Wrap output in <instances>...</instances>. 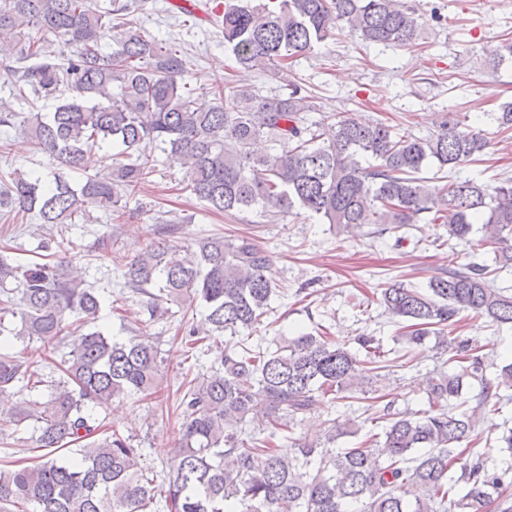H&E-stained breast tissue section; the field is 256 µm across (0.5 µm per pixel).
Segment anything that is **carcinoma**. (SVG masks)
<instances>
[{"label": "carcinoma", "mask_w": 512, "mask_h": 512, "mask_svg": "<svg viewBox=\"0 0 512 512\" xmlns=\"http://www.w3.org/2000/svg\"><path fill=\"white\" fill-rule=\"evenodd\" d=\"M149 0H0V45L17 48L4 66L16 98L56 101L34 109L24 131L54 161L83 175L76 184L57 174L0 175V209L33 213L42 224L63 226L92 207L121 211L122 198L140 191L155 172V151L177 164L187 187L206 209L262 217L305 210L341 231L357 224L401 228L421 215L448 228V238L470 242L472 226H485L477 246L492 264L470 262L432 278L421 291L402 283L381 289L378 304L404 323L406 347L435 339L448 351V328L463 314L512 326V293L491 276L512 269V178L489 187L459 179V168L485 153L482 130L444 115L433 132L399 133L383 121L342 115L311 119L314 96L291 79L280 91L224 85L212 105L198 104L186 75L190 53L147 37L128 20ZM233 70L273 67L283 74L346 30L367 47H414L421 18L407 0H224L217 16ZM52 34L69 53L49 49ZM512 59V40L487 65ZM75 91L76 97L66 96ZM498 131H512V101L489 114ZM112 147V168L94 171L95 150ZM371 159L364 165L362 161ZM448 169V183L431 187L422 167ZM125 287L148 297L150 316L173 315L167 305L201 301L210 333L237 336L261 321L278 295L269 253L249 236L202 237L185 260L151 244L123 273ZM100 300L78 268L23 264L0 250V333L4 317L18 319L14 335L54 353L76 322L97 319ZM353 351L324 333L282 338L274 347L225 343L209 372L191 381L181 399L184 423L167 480L140 464L132 439L109 432L96 408L114 398L153 396L160 385L158 337L139 329L118 342L100 330L75 337L55 367L62 380L43 398H22L9 416L15 430L44 450L39 463L0 469V512L33 504L39 512H512L502 477L469 459L476 417L461 407L465 385H478L479 406H497L512 390V360L485 373L479 348L456 347L451 370L424 387L427 408L380 418L382 449L358 436L354 420L331 422L316 441L289 434V422L320 399L366 400L370 381L387 378L391 365L377 339L357 337ZM29 392L44 380L20 360L0 353V397L17 383ZM266 403L265 420L251 417Z\"/></svg>", "instance_id": "obj_1"}]
</instances>
